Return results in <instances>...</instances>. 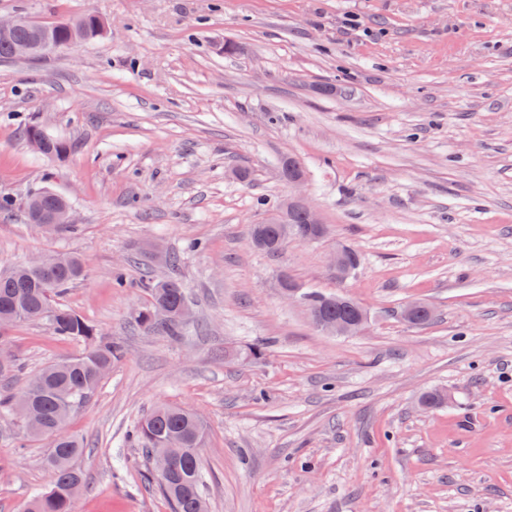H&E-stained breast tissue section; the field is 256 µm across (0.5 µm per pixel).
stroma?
Listing matches in <instances>:
<instances>
[{
    "label": "stroma",
    "mask_w": 512,
    "mask_h": 512,
    "mask_svg": "<svg viewBox=\"0 0 512 512\" xmlns=\"http://www.w3.org/2000/svg\"><path fill=\"white\" fill-rule=\"evenodd\" d=\"M87 11L99 39L0 60V262L80 255L61 301L123 348L68 422L75 512H171L132 438L160 404L206 425L208 512H512V0H0L37 22ZM30 124L70 153L34 152ZM288 157L327 234L269 255L250 228ZM44 185L74 231L27 221ZM339 246L361 257L341 282ZM283 273L363 305L367 330L318 331ZM148 275L181 282L190 336L132 322ZM414 301L428 324L401 318ZM84 349L17 324L0 391ZM431 390L445 402L423 406ZM49 453L0 417V512L51 487Z\"/></svg>",
    "instance_id": "35a3bbf8"
}]
</instances>
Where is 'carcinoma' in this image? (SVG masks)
<instances>
[{
    "instance_id": "cac0c4a2",
    "label": "carcinoma",
    "mask_w": 512,
    "mask_h": 512,
    "mask_svg": "<svg viewBox=\"0 0 512 512\" xmlns=\"http://www.w3.org/2000/svg\"><path fill=\"white\" fill-rule=\"evenodd\" d=\"M103 31V22L93 13L62 17L39 27L23 19L8 34L0 36V60L15 58V48L22 43H48L59 50L67 47L79 33L87 41L100 37ZM28 201L35 203L37 212L45 215L68 205L64 197L48 187L35 190ZM251 242L267 254L279 252L286 244L280 238L277 224L252 225ZM84 276L82 259L71 253L57 254V263L51 268L34 264L0 265V317L10 318L13 325L44 322L52 335L88 345L86 351L75 358L44 366L18 392L0 394V415L12 416L27 406L35 410L38 420L24 430L46 441L51 448L46 463L55 472L54 484L29 498L28 512H75L76 494L72 486L84 483L76 460L85 446L78 435L67 431V421L76 409L89 401L112 366V360L122 353L120 346L98 340L95 325L56 301L70 284ZM142 287L147 289L151 301L134 312L136 325L148 333L161 331L174 338L186 335V322L182 321L180 310L188 301L181 283L175 279H146ZM303 294L312 304L318 320L353 316L352 307L334 294L317 289H305ZM205 433L203 420L192 410L166 404L156 406L136 426L134 438L148 456L169 439L180 442L184 448L171 477L159 481L173 512H200V504L205 502L199 455Z\"/></svg>"
}]
</instances>
